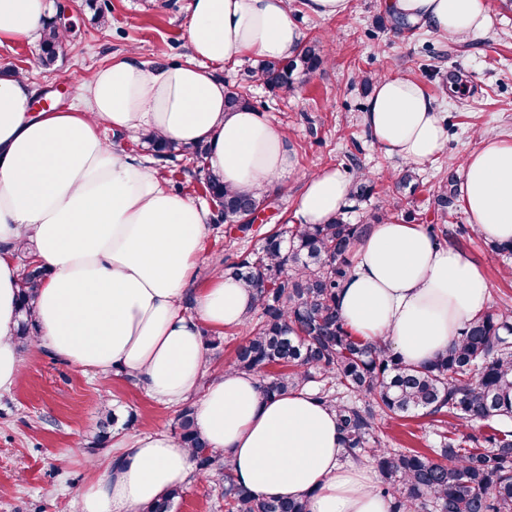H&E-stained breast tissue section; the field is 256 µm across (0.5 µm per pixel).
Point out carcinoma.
<instances>
[{"label":"carcinoma","instance_id":"carcinoma-1","mask_svg":"<svg viewBox=\"0 0 512 512\" xmlns=\"http://www.w3.org/2000/svg\"><path fill=\"white\" fill-rule=\"evenodd\" d=\"M61 37L44 25L41 62H55ZM324 63L319 46L310 42L285 59L261 60L253 73L272 90L295 88L300 75ZM225 107L252 108L243 89L225 93ZM162 165L191 159L205 173V188L219 206L216 220L241 231L252 227L249 217L268 206L269 194L224 185L206 165L208 147L184 146L153 136L142 137ZM374 191L365 173H356L351 200L360 203ZM388 212H374L363 224H352L340 212L325 224H298L264 237L250 258H224V272L254 295L246 320H255L239 343L228 367L262 379L272 396L313 383L315 396L336 412L343 446L353 459L369 458L381 475L378 493L392 501L391 512H512V308L484 313L454 337L446 352L429 365H406L380 339L355 335L339 310V291L351 271L350 255L357 240ZM46 268L23 274L19 290L20 319L15 341L26 344L37 336L32 309ZM284 370L269 373L268 367ZM415 411L448 415L461 423L479 421L490 429L485 446L468 448L451 426L440 434L434 456L409 448L382 447L385 423ZM117 420L104 408L94 444L105 447ZM178 444L192 451L197 474H212L223 483L224 512H307L306 504L287 497L259 496L238 485L224 451L209 445L194 423L193 410L176 416ZM178 486L140 512H172L183 497Z\"/></svg>","mask_w":512,"mask_h":512}]
</instances>
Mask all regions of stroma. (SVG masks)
Wrapping results in <instances>:
<instances>
[{
	"label": "stroma",
	"mask_w": 512,
	"mask_h": 512,
	"mask_svg": "<svg viewBox=\"0 0 512 512\" xmlns=\"http://www.w3.org/2000/svg\"><path fill=\"white\" fill-rule=\"evenodd\" d=\"M47 22L68 33L53 66L38 64V40L0 45V72H21L52 106L79 104L81 78L91 69L137 49L142 60L185 62V33L191 0H49ZM489 30L464 42L405 23L386 12L383 0H355L350 14L320 18L303 0H288L290 18L302 40L320 39L326 63L305 77L293 93L271 92L251 74L246 58L216 68L226 86L246 87L265 119L282 128L296 165L272 192L273 205L248 232L227 231L208 222L193 285L223 267L225 257L257 251L267 232L297 223V200L306 178L333 167L346 179L364 168L375 183L369 201L348 215L364 222L385 196L397 198L396 217L409 224L439 222L433 191L440 181L461 182L463 161L479 136L512 140V9L486 0ZM106 23H99L97 12ZM392 73L418 81L433 97L445 128V145L419 166V185L397 181L404 161L383 153L362 122L369 96L359 73ZM440 243L456 246L479 262L488 279L489 311L512 306V258L495 255L475 234L460 198H453ZM22 371L15 385L0 391V512H79L80 495L90 480L89 460H108L111 448L93 443L101 403H109L132 434H174L177 406L148 394L126 373L84 371L44 348L20 352ZM384 443L389 448L438 447L432 417L413 412L393 421ZM174 512H224L218 477H192Z\"/></svg>",
	"instance_id": "1"
}]
</instances>
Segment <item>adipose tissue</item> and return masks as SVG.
I'll return each mask as SVG.
<instances>
[{
    "label": "adipose tissue",
    "instance_id": "ef3b65f1",
    "mask_svg": "<svg viewBox=\"0 0 512 512\" xmlns=\"http://www.w3.org/2000/svg\"><path fill=\"white\" fill-rule=\"evenodd\" d=\"M48 0H0V44L30 39ZM392 16L465 39L488 29L485 0H386ZM190 59L179 65L128 54L84 79V105L31 112V83L0 79V391L21 373L13 336L22 270L12 250L50 275L34 303L38 346L83 370L122 369L153 396L198 395L195 422L231 458L238 484L260 496L302 499L308 512H390L374 465L348 457L336 414L307 390L264 396L256 376L206 371L204 330L241 324L253 294L223 270L183 301L198 264L207 214L169 190L157 168L126 154L104 128L209 148L226 186L270 191L295 168L283 131L260 111L224 109L214 68L298 50L288 0H191ZM376 146L412 164L443 148L435 100L405 76H382L363 110ZM350 184L336 168L310 175L298 201L303 224L327 223ZM461 200L480 234L512 241V141L482 138L463 162ZM489 303L482 267L417 224L391 219L357 241L339 296L349 327L385 340L412 366L429 364ZM120 453L96 465L80 512H138L195 471L190 449L164 433L112 435Z\"/></svg>",
    "mask_w": 512,
    "mask_h": 512
}]
</instances>
